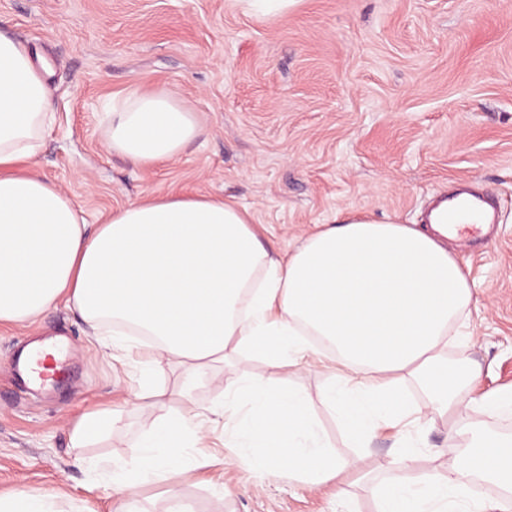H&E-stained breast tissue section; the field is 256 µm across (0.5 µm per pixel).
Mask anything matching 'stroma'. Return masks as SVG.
I'll return each instance as SVG.
<instances>
[{"label": "stroma", "instance_id": "obj_1", "mask_svg": "<svg viewBox=\"0 0 512 512\" xmlns=\"http://www.w3.org/2000/svg\"><path fill=\"white\" fill-rule=\"evenodd\" d=\"M0 30L49 65L56 121L38 170L90 223L159 195H215L255 213L266 248L285 253L336 213L367 211L421 225L433 195L459 184L492 201L498 221L481 250L449 241L478 299L453 363L479 362L478 392L512 390V0H301L263 19L234 0H0ZM168 87L197 113L203 135L162 167L112 152L102 116L134 88ZM70 338L52 397L15 386L8 363L27 339ZM138 337L108 349L64 306L38 324L0 330V495L55 491L61 512H115L94 466L136 457L150 416L125 398L151 377L182 409V371L145 362ZM323 354L287 368L328 443L354 449L321 393ZM264 356L227 348L193 386L196 408L240 378L267 379ZM109 408L111 435L72 447L87 410ZM207 428L192 469L135 491L146 512H375L374 486L311 487L255 472Z\"/></svg>", "mask_w": 512, "mask_h": 512}]
</instances>
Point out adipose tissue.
<instances>
[{
    "label": "adipose tissue",
    "instance_id": "adipose-tissue-1",
    "mask_svg": "<svg viewBox=\"0 0 512 512\" xmlns=\"http://www.w3.org/2000/svg\"><path fill=\"white\" fill-rule=\"evenodd\" d=\"M55 115L30 50L0 32V326L34 324L57 303L91 331L130 327L150 337L153 365L194 375L224 360L229 344L266 352L273 367L298 364L320 337L336 366L322 399L359 452L332 450L310 402L280 376L238 381L208 412H166L150 384L128 404L153 411L138 455L113 469L121 512H139L133 490L194 466L188 454L208 419L232 436L237 458L321 486L377 472V512H512V438L490 437L473 409L512 414V392L478 396L483 369L448 365V342L469 317L474 291L442 235L367 214L317 225L288 255L259 240L253 214L215 197L158 196L123 206L97 225L37 158ZM204 132L171 90L132 89L112 109V150L151 167L179 157ZM421 403H410L405 385ZM442 419L454 451L438 478L409 479L415 448L387 463L364 454L384 426L407 433ZM503 489L489 503L476 480Z\"/></svg>",
    "mask_w": 512,
    "mask_h": 512
}]
</instances>
